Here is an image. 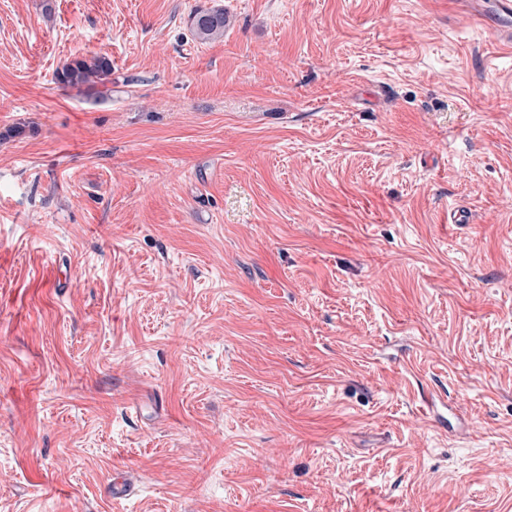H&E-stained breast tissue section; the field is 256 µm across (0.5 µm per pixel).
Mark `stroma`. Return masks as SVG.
Masks as SVG:
<instances>
[{
	"instance_id": "obj_1",
	"label": "stroma",
	"mask_w": 512,
	"mask_h": 512,
	"mask_svg": "<svg viewBox=\"0 0 512 512\" xmlns=\"http://www.w3.org/2000/svg\"><path fill=\"white\" fill-rule=\"evenodd\" d=\"M0 512H512V53L448 0H0ZM228 21H226V16L224 18L223 7L197 12L192 17L194 32L200 40H212L223 37L224 28ZM111 75L112 61L104 55L96 54L66 64L58 77L63 84L81 89L83 86L104 85L110 81Z\"/></svg>"
}]
</instances>
